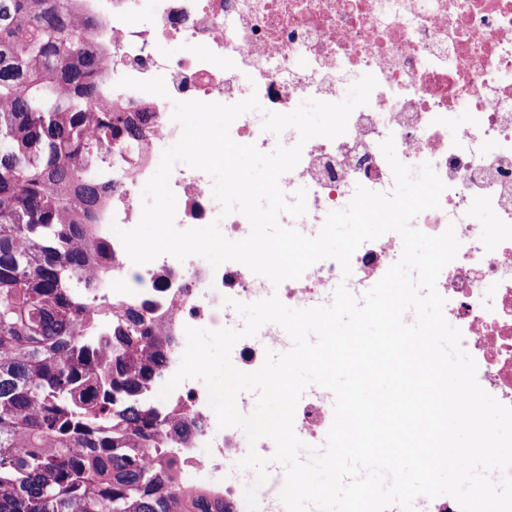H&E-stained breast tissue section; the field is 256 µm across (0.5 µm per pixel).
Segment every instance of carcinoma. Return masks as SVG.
I'll return each instance as SVG.
<instances>
[{"label": "carcinoma", "instance_id": "obj_1", "mask_svg": "<svg viewBox=\"0 0 512 512\" xmlns=\"http://www.w3.org/2000/svg\"><path fill=\"white\" fill-rule=\"evenodd\" d=\"M79 0H0V512H234L182 485L166 439L191 424L147 400L170 339L143 314L82 334L79 304L107 245L90 233L112 191L86 168L97 125L132 142L147 113L90 111L102 59Z\"/></svg>", "mask_w": 512, "mask_h": 512}]
</instances>
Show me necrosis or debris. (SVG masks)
<instances>
[{
	"instance_id": "1",
	"label": "necrosis or debris",
	"mask_w": 512,
	"mask_h": 512,
	"mask_svg": "<svg viewBox=\"0 0 512 512\" xmlns=\"http://www.w3.org/2000/svg\"><path fill=\"white\" fill-rule=\"evenodd\" d=\"M81 6L100 20L93 42L106 57V94L93 109L110 103L152 114L146 137L109 157L101 170L116 186L97 223L109 259L104 274L86 279L82 300L99 310L148 304L150 325L170 337L168 363L148 400L162 415L179 413L195 423L189 441L170 440L185 485L210 489L236 512H247L234 488L214 480L220 472L239 474L238 451L248 445L239 428H219L196 379L159 396L180 366L186 327L234 328L235 302L273 293L297 309L331 304L342 283L362 296L400 259L403 245L399 234L386 233L354 253L351 275L325 259L276 288L235 261L214 268L198 255L182 261L162 255L134 264L116 231L139 222L141 192L163 151L181 136L172 118L176 101L230 105L254 95L268 111L284 113L303 98L337 101L350 79L373 75L377 85L368 104L354 109L337 138L303 143L293 128L276 135L264 131L253 112L231 124L230 136L266 153L302 144L298 165L280 186L289 196L306 189L307 212L281 215L279 222L308 236L318 234L327 214L342 209L357 186L389 191L394 177L380 148L386 139H393L402 163H430L446 190L440 208L422 212L412 225L431 236L454 228L460 248L436 283L446 300L444 316L460 330L479 385L512 406V0H81ZM146 6L148 25L140 20ZM167 40L185 43L187 53L157 54V44ZM461 105L473 119L450 130V115ZM170 187L177 229L219 219L227 239L249 235L244 215H222L205 172L176 165ZM290 346L279 325L268 323L258 338L234 345L231 361L255 371L267 352ZM333 405L328 390H305L295 411L296 435L321 446Z\"/></svg>"
}]
</instances>
